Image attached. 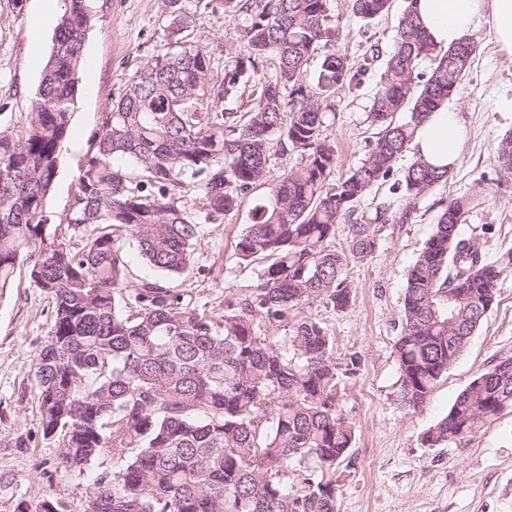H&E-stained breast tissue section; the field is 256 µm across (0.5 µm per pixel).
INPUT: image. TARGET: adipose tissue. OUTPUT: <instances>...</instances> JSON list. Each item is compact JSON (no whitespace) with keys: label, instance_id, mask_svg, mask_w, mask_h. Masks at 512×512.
Returning a JSON list of instances; mask_svg holds the SVG:
<instances>
[{"label":"adipose tissue","instance_id":"obj_1","mask_svg":"<svg viewBox=\"0 0 512 512\" xmlns=\"http://www.w3.org/2000/svg\"><path fill=\"white\" fill-rule=\"evenodd\" d=\"M415 13L432 42L445 48L471 37L481 27L494 33L501 51L512 56V0H415ZM465 127L453 109L434 112L413 140L416 156L437 167H455Z\"/></svg>","mask_w":512,"mask_h":512}]
</instances>
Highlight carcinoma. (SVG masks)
<instances>
[{"label":"carcinoma","mask_w":512,"mask_h":512,"mask_svg":"<svg viewBox=\"0 0 512 512\" xmlns=\"http://www.w3.org/2000/svg\"><path fill=\"white\" fill-rule=\"evenodd\" d=\"M390 4L350 0L363 20ZM165 7L166 42L127 80L79 174L68 221L79 249L49 232L44 203L70 134L92 0H66L26 127L0 128V289L23 267L53 300L36 367L43 436L73 471L112 453V471L95 479L91 512H337L336 482L324 474L355 439L337 387L360 360L336 362L333 336L304 308L319 301L345 310L348 258L371 256L376 225L406 223L413 201L448 181L449 170L414 160L397 182L403 207L377 205L351 225L347 250L332 245L336 224L387 180L418 127L456 94L476 45L464 42L466 60L448 63L457 47H436L405 6L369 112L379 136L368 158L336 180L324 109L360 71L334 49L328 0H224V13L245 25L243 50L220 79L211 56L183 36L189 0ZM248 87L249 108L226 111ZM405 110L410 119L398 120ZM288 152L295 164L270 178L272 157ZM496 166L512 175L511 134L498 143ZM265 184L268 200L234 246L238 264L260 267L243 301L216 315L157 281L126 293L121 239L178 277L195 264L201 226ZM190 192L200 209L187 207ZM477 198L448 203L407 274L395 352L409 408L426 402L512 272V248L489 257L478 237L460 232ZM505 406L512 408L511 357L474 378L423 443L461 441ZM296 465L309 473L294 491L288 470Z\"/></svg>","instance_id":"carcinoma-1"}]
</instances>
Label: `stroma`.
<instances>
[{"instance_id":"stroma-1","label":"stroma","mask_w":512,"mask_h":512,"mask_svg":"<svg viewBox=\"0 0 512 512\" xmlns=\"http://www.w3.org/2000/svg\"><path fill=\"white\" fill-rule=\"evenodd\" d=\"M93 6L97 21L84 46L87 65L70 136L45 199L50 227L62 236H69L77 178L107 113L128 78L168 34L163 0H94ZM404 7L405 0H393L387 14L362 20L353 15L349 0H330L336 49L362 73L360 85L342 91L335 115L326 119L325 133L336 146V176L370 154L377 129L367 113L378 67L366 61L365 46L390 49ZM36 9L35 0H0V126L17 131L27 122L46 65L33 59L31 45L37 41L49 51L56 31L52 22L33 30ZM191 13L190 40L209 52L216 68H223L242 48L241 19L225 15L224 0H199ZM473 40L476 54L449 101L467 128L460 164L451 169L447 183L417 198L408 223L377 225L375 252L346 268L352 288L346 310L322 302L307 309L334 336L338 362L353 354L360 359L356 373L340 382V406L356 434L347 459L332 474L338 512H512L511 410L487 418L467 440L431 448L422 442L471 380L512 357V274L502 278L495 304L419 409L399 401L395 354L407 272L452 198L480 193L481 204L462 232L491 224L496 233L481 238L483 249L493 254L512 247V177L495 167L498 141L512 132V58L499 50L488 29H480ZM267 196L266 188H258L223 220L203 225L193 270L166 281L168 287L214 313L223 312L226 301L253 292L257 271L238 265L233 249L255 205ZM52 310V300L25 275L0 292V512H22L49 491L57 493L60 512H90L93 478L112 467L106 453L86 472L67 471L55 442L42 435L35 367L51 331Z\"/></svg>"}]
</instances>
